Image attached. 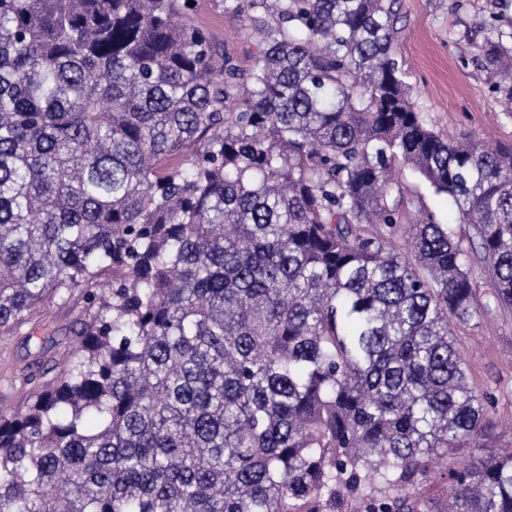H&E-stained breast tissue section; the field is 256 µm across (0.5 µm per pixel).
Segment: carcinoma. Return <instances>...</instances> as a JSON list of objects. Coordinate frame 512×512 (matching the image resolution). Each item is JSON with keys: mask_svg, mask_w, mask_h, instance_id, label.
<instances>
[{"mask_svg": "<svg viewBox=\"0 0 512 512\" xmlns=\"http://www.w3.org/2000/svg\"><path fill=\"white\" fill-rule=\"evenodd\" d=\"M0 0V332L88 291L78 345L0 411V512H512L451 319L470 256L432 216L396 250L413 167L512 309V144L444 138L408 95L398 0ZM483 68L512 105V47ZM180 155L171 167L165 160ZM188 20L203 30L216 44L224 46L238 64L246 68L257 51V38L247 32L242 17L224 18L221 0H193Z\"/></svg>", "mask_w": 512, "mask_h": 512, "instance_id": "cac0c4a2", "label": "carcinoma"}]
</instances>
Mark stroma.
Wrapping results in <instances>:
<instances>
[{
    "mask_svg": "<svg viewBox=\"0 0 512 512\" xmlns=\"http://www.w3.org/2000/svg\"><path fill=\"white\" fill-rule=\"evenodd\" d=\"M401 13L399 61L411 99L428 124L456 139L512 143V107L478 64L487 39L498 37L512 45V0H401ZM189 20L240 66L249 64L257 39L242 18L225 15L221 0H193ZM398 180L405 220L431 213L437 223L453 225L459 241L469 244L473 231L460 223L447 196L434 194L407 166L400 167ZM470 276L478 313L468 322L454 323L453 333L470 386L490 400L492 436L458 459L435 460L421 488L430 498L447 495L454 461L478 462L512 448V311L491 306V277L479 259L471 260ZM86 309L85 293L78 289L66 302L47 304L17 330L0 334V405L16 408L26 402L30 388L24 378L30 371L42 370L46 382L59 373Z\"/></svg>",
    "mask_w": 512,
    "mask_h": 512,
    "instance_id": "35a3bbf8",
    "label": "stroma"
}]
</instances>
